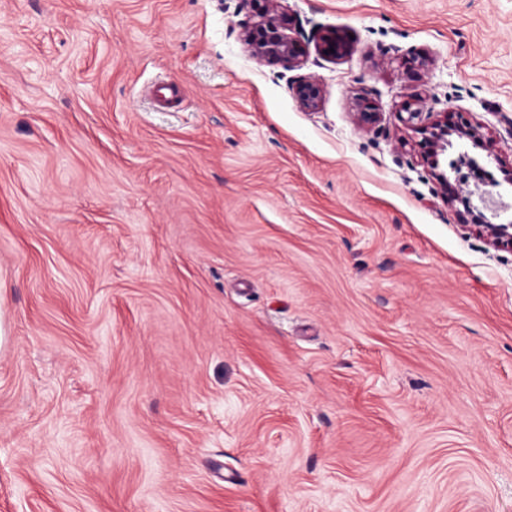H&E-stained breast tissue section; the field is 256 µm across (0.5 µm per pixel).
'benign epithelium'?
I'll return each mask as SVG.
<instances>
[{
    "mask_svg": "<svg viewBox=\"0 0 512 512\" xmlns=\"http://www.w3.org/2000/svg\"><path fill=\"white\" fill-rule=\"evenodd\" d=\"M254 6V21L247 24L242 31L244 43L253 56L260 60L275 61L289 70L301 68L307 61L309 45L286 33L288 19L277 12V0H248ZM350 48L347 38L327 30L320 35L315 44V51L324 58L335 60L344 56ZM294 96L301 107L314 111L323 99V85L315 77L301 76L293 85ZM405 116L401 121L415 127L422 135L421 148L426 163L441 187L442 193L451 201H458L463 206L462 216L473 221L469 228L486 236L496 248L512 251V224H494L487 217L476 211L471 201V193L466 189L463 179L451 178L439 170L440 155L452 145V138L468 140L473 145L482 144L483 134L480 127L463 120L457 113H443V117L428 124L423 123L421 109L408 101L403 107ZM359 120L366 127L376 126L380 113L363 102H358Z\"/></svg>",
    "mask_w": 512,
    "mask_h": 512,
    "instance_id": "obj_1",
    "label": "benign epithelium"
}]
</instances>
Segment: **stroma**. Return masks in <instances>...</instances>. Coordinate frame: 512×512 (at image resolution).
<instances>
[{
	"label": "stroma",
	"mask_w": 512,
	"mask_h": 512,
	"mask_svg": "<svg viewBox=\"0 0 512 512\" xmlns=\"http://www.w3.org/2000/svg\"><path fill=\"white\" fill-rule=\"evenodd\" d=\"M278 9L349 51L258 60L248 0H0V512H512V252L399 118L512 163V0ZM350 48L347 38L336 32V30H327L320 35L315 44V51L324 58L336 60L344 56ZM333 49V52H330ZM292 89L301 107L309 111L319 108L324 92L320 80L312 76H301L294 82ZM417 102V101H416ZM416 102H406L402 111L399 112L400 119L405 124L415 127L422 135L421 148L426 163L433 170V173L441 187L442 193L451 201H458L463 206L462 216L466 222L470 219L476 224H462L465 227L476 230L479 234L485 235L489 242L496 248L509 249L512 251V222L509 224H493L481 212L476 209L471 201V193L466 189L464 179L454 176L453 180L444 171L439 170L440 155L447 151L452 145V138L468 140L473 145L482 144L483 134L479 126L463 120L459 113H442L443 117L428 124H422L421 109L416 107ZM405 113L404 117L402 114Z\"/></svg>",
	"instance_id": "stroma-1"
}]
</instances>
